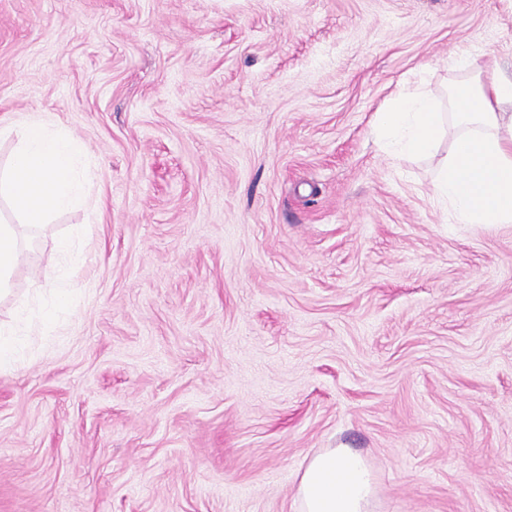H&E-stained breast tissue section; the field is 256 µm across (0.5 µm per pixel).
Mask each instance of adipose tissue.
Here are the masks:
<instances>
[{
	"label": "adipose tissue",
	"instance_id": "adipose-tissue-1",
	"mask_svg": "<svg viewBox=\"0 0 512 512\" xmlns=\"http://www.w3.org/2000/svg\"><path fill=\"white\" fill-rule=\"evenodd\" d=\"M468 79L453 83L451 113L441 112L424 87H404L379 115L382 147L390 154L431 155L446 130L454 139L434 191L458 224H512V73L473 69L467 57L451 60ZM17 138L0 167V200L14 223L0 224V295L9 291L20 256V226L39 227L51 214L82 200L85 157L57 125L26 121L0 127V139ZM372 473L358 452L332 448L306 465L295 512H369Z\"/></svg>",
	"mask_w": 512,
	"mask_h": 512
}]
</instances>
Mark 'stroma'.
I'll list each match as a JSON object with an SVG mask.
<instances>
[{"label":"stroma","mask_w":512,"mask_h":512,"mask_svg":"<svg viewBox=\"0 0 512 512\" xmlns=\"http://www.w3.org/2000/svg\"><path fill=\"white\" fill-rule=\"evenodd\" d=\"M512 65V0H0V126L81 144L79 313L0 371V512H294L350 448L374 512H512V224H454L403 85Z\"/></svg>","instance_id":"35a3bbf8"}]
</instances>
